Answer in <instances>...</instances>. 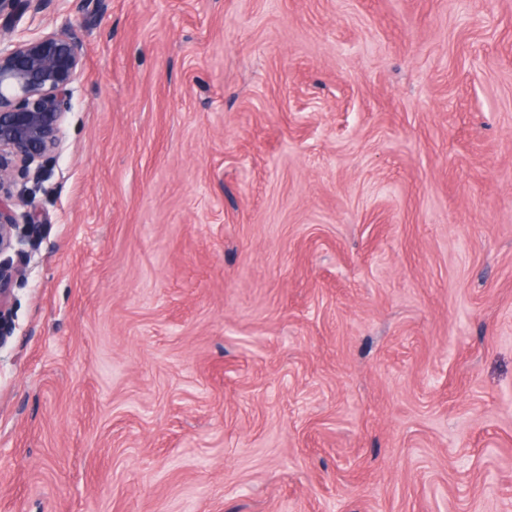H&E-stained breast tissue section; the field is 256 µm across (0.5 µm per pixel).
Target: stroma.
Instances as JSON below:
<instances>
[{
    "instance_id": "35a3bbf8",
    "label": "stroma",
    "mask_w": 512,
    "mask_h": 512,
    "mask_svg": "<svg viewBox=\"0 0 512 512\" xmlns=\"http://www.w3.org/2000/svg\"><path fill=\"white\" fill-rule=\"evenodd\" d=\"M65 23L0 512H512V0Z\"/></svg>"
}]
</instances>
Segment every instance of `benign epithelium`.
Listing matches in <instances>:
<instances>
[{
	"instance_id": "7a95c632",
	"label": "benign epithelium",
	"mask_w": 512,
	"mask_h": 512,
	"mask_svg": "<svg viewBox=\"0 0 512 512\" xmlns=\"http://www.w3.org/2000/svg\"><path fill=\"white\" fill-rule=\"evenodd\" d=\"M34 0H0V346L14 330L12 286L27 266L25 254L39 222L18 212L38 188L61 146L64 122L80 79L83 45L64 25L59 33L12 37V22Z\"/></svg>"
}]
</instances>
